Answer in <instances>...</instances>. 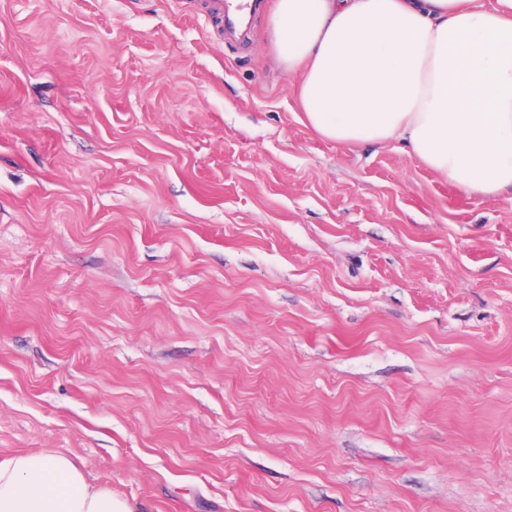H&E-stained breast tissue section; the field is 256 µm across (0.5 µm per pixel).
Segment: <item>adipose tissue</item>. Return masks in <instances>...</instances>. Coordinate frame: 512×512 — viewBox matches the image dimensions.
Listing matches in <instances>:
<instances>
[{
	"instance_id": "1",
	"label": "adipose tissue",
	"mask_w": 512,
	"mask_h": 512,
	"mask_svg": "<svg viewBox=\"0 0 512 512\" xmlns=\"http://www.w3.org/2000/svg\"><path fill=\"white\" fill-rule=\"evenodd\" d=\"M267 29L308 126L403 144L485 199L512 190V0H276ZM0 512H134L73 458L0 463Z\"/></svg>"
}]
</instances>
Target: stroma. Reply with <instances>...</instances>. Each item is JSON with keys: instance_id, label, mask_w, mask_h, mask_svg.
<instances>
[{"instance_id": "1", "label": "stroma", "mask_w": 512, "mask_h": 512, "mask_svg": "<svg viewBox=\"0 0 512 512\" xmlns=\"http://www.w3.org/2000/svg\"><path fill=\"white\" fill-rule=\"evenodd\" d=\"M206 0H0V461L136 512H512V193L340 146Z\"/></svg>"}]
</instances>
